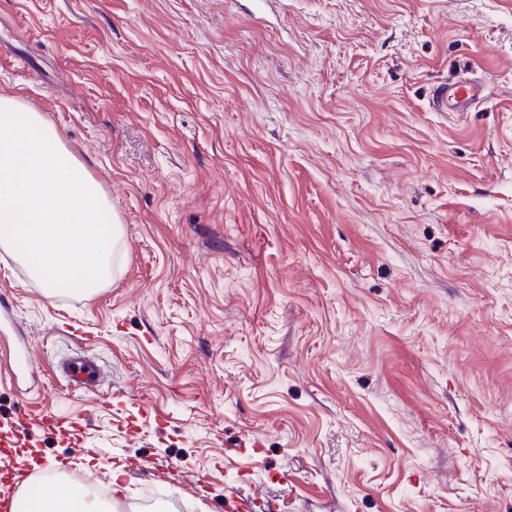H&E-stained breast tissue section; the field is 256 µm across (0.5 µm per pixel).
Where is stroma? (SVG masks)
I'll return each mask as SVG.
<instances>
[{"label": "stroma", "instance_id": "1", "mask_svg": "<svg viewBox=\"0 0 512 512\" xmlns=\"http://www.w3.org/2000/svg\"><path fill=\"white\" fill-rule=\"evenodd\" d=\"M462 74L486 101L432 111ZM0 96L123 226L90 296L0 252L40 372L0 383V490L120 465L118 512H512V0H0ZM60 371L69 386L81 392H94L102 380L98 363L80 353L70 355L60 361Z\"/></svg>", "mask_w": 512, "mask_h": 512}]
</instances>
